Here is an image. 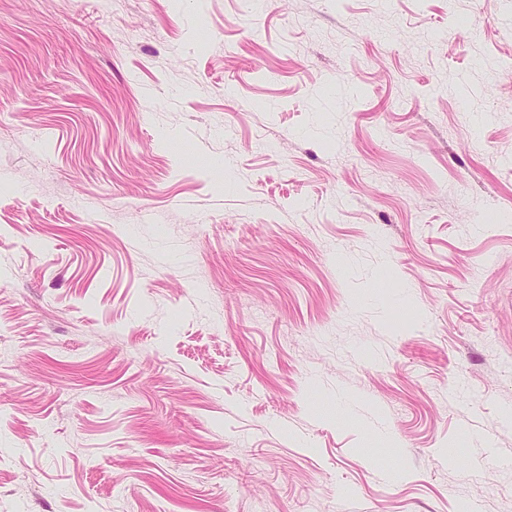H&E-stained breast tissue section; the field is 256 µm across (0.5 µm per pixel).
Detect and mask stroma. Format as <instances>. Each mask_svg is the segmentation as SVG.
<instances>
[{"label":"stroma","instance_id":"stroma-1","mask_svg":"<svg viewBox=\"0 0 512 512\" xmlns=\"http://www.w3.org/2000/svg\"><path fill=\"white\" fill-rule=\"evenodd\" d=\"M510 412L512 0H0V512H512Z\"/></svg>","mask_w":512,"mask_h":512}]
</instances>
